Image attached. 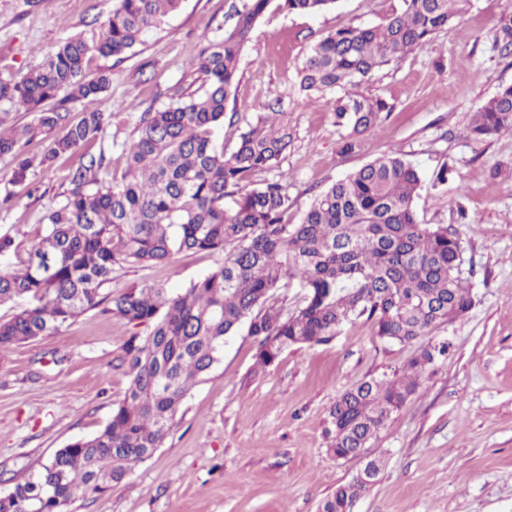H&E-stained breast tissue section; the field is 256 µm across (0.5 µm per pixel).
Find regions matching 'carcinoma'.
<instances>
[{"mask_svg": "<svg viewBox=\"0 0 512 512\" xmlns=\"http://www.w3.org/2000/svg\"><path fill=\"white\" fill-rule=\"evenodd\" d=\"M182 0H114L99 39L70 37L18 77L0 79V101L37 111L34 123L8 127L0 113V159H8V184L26 188L57 161L71 162L68 187L42 218V234L19 269L0 271V361L22 343L59 332L100 311L139 327L122 347L131 377L124 400L94 436L68 443L0 496V512H67L78 494L103 495L131 468L149 459L168 434L190 389L221 360L224 342L248 324L255 360L272 365L293 346L322 344L343 323L362 316L387 343H408L462 318L474 299L462 278L461 245L446 224L419 222L417 168L398 155L376 158L319 193L302 222L285 220L296 199L288 184L254 177L279 167L293 143L285 112L258 115L224 152V121L240 53L268 0L232 4L233 23L208 42L194 64L200 89L175 93L162 109L136 117L99 108L112 82L105 71L89 78L93 56L120 62L142 37L158 28ZM290 12L318 14L337 0H282ZM377 26H347L311 47L298 72L306 93L332 95L334 124L350 142L391 111L382 98L359 88L381 67L449 31L467 0H402ZM495 43L512 54V11L502 16ZM85 103L77 121L69 112L40 106ZM132 128L122 143L105 142L107 130ZM470 133L512 134V86L473 113ZM47 140L41 157L25 147ZM120 145L126 165L112 167ZM235 208L224 209V198ZM183 251L222 259L183 293L156 282L111 289L124 266L149 268ZM298 276L307 292L290 312L274 297L284 280ZM449 343H429L404 374L361 381L343 392L330 411L332 444L339 459L357 456L399 413L422 375L447 358ZM368 483L336 489L320 512H352Z\"/></svg>", "mask_w": 512, "mask_h": 512, "instance_id": "carcinoma-1", "label": "carcinoma"}]
</instances>
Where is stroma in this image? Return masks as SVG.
<instances>
[{"instance_id": "35a3bbf8", "label": "stroma", "mask_w": 512, "mask_h": 512, "mask_svg": "<svg viewBox=\"0 0 512 512\" xmlns=\"http://www.w3.org/2000/svg\"><path fill=\"white\" fill-rule=\"evenodd\" d=\"M113 0H0V79L36 67L44 49L67 37L90 39ZM402 0H337L319 14L291 13L269 0L244 45L226 105L232 150L240 127L280 103L296 131L275 178L297 203L300 223L317 193L366 162L397 154L420 169L415 201L422 223L456 228L461 269L474 304L430 337L448 341V358L425 373L396 418L371 441L384 465L352 512H512V135H470L477 106L512 85V55L493 35L512 0H468L452 29L383 67L365 85L390 116L357 137L352 150L334 124L329 96H305L298 70L322 35L349 25L381 24ZM228 0H182L122 62L97 57L89 73L110 70L105 93L113 111L137 115L166 107L194 79L192 63L207 41L222 37ZM451 174L432 188L441 167ZM56 163L0 208L13 249L0 269L26 259L40 221L66 183ZM218 255L184 252L173 264L127 266L113 274L119 290L142 280L178 291L209 273ZM98 312L60 333L22 344L0 363V495L14 475H28L59 448L95 435L122 402L130 376L118 358L132 333ZM422 340L388 344L371 321L341 325L333 339L291 347L271 366L255 364V343L239 329L224 356L188 393L153 456L106 494L78 496L68 512H319L337 487L364 468L361 458L330 451L329 412L352 385L401 370Z\"/></svg>"}]
</instances>
